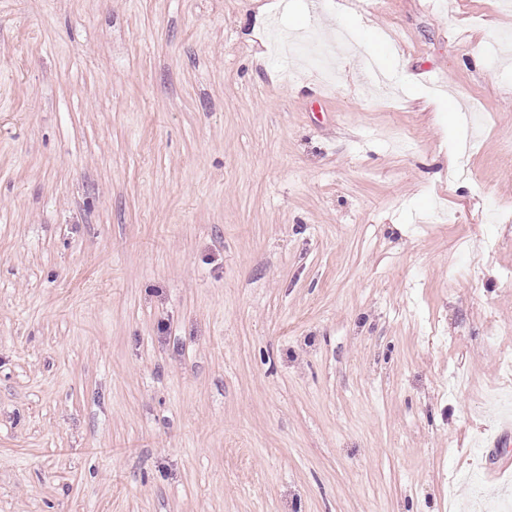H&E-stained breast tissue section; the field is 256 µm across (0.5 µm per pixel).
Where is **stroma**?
Instances as JSON below:
<instances>
[{"label":"stroma","mask_w":512,"mask_h":512,"mask_svg":"<svg viewBox=\"0 0 512 512\" xmlns=\"http://www.w3.org/2000/svg\"><path fill=\"white\" fill-rule=\"evenodd\" d=\"M341 7L353 53L290 52ZM505 33L504 0H0V512H502Z\"/></svg>","instance_id":"1"}]
</instances>
